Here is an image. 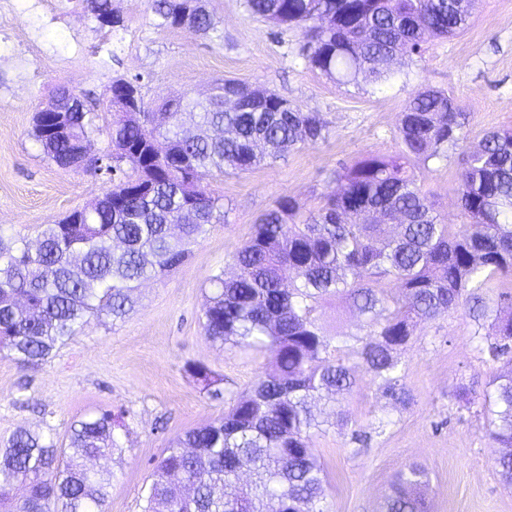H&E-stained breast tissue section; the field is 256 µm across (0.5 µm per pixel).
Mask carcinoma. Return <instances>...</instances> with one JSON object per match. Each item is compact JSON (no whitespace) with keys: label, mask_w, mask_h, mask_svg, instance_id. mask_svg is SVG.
Wrapping results in <instances>:
<instances>
[{"label":"carcinoma","mask_w":512,"mask_h":512,"mask_svg":"<svg viewBox=\"0 0 512 512\" xmlns=\"http://www.w3.org/2000/svg\"><path fill=\"white\" fill-rule=\"evenodd\" d=\"M98 28L119 27L112 0H80ZM476 3L456 0H245L247 12L301 31V55L341 84L379 83L395 66L435 39L465 30ZM156 26L215 31L209 12L191 0H151ZM84 104L71 113L73 139L32 135L57 165L67 159L93 172L116 174L112 206L82 223L69 217L41 225L31 248L0 233V351L23 368L39 366L75 336L88 318L122 320L138 284L161 277L187 257L185 245L224 220L223 204L202 185L212 171L244 172L274 162L298 145L327 138L316 112L273 91L263 103L226 111L221 100H176V111L150 106L135 117L112 113L95 123ZM465 115L447 92H416L399 115L395 156L368 157L336 172V192L315 212L282 199L232 254L237 272L209 278L202 328L230 348L268 353L273 369L233 401L224 416L174 439L155 462L143 512H323L326 475L310 448L312 432L349 415L336 406L358 370L368 372L396 402L407 399L398 352L417 326L464 309L479 352L505 360L487 383L481 406L489 436L505 449L496 458L512 485V292L486 301L512 277V128L487 134L468 151L458 201L466 224H447L417 183L415 170L463 150ZM190 124L208 134L180 135ZM136 152L133 173L94 138ZM195 219L171 232L185 207ZM398 224L395 236L386 225ZM293 274L284 283L285 273ZM339 298L365 318L368 332L330 337L317 323L320 304ZM207 396L224 399V379L202 364L187 366ZM122 415L86 416L70 427L69 443L16 430L0 446V512H107L112 456L121 450ZM22 486V495L15 493ZM425 469L402 472L382 512H429Z\"/></svg>","instance_id":"cac0c4a2"}]
</instances>
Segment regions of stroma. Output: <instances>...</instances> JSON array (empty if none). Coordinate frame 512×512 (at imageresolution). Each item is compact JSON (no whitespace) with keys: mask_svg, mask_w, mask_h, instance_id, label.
Segmentation results:
<instances>
[{"mask_svg":"<svg viewBox=\"0 0 512 512\" xmlns=\"http://www.w3.org/2000/svg\"><path fill=\"white\" fill-rule=\"evenodd\" d=\"M124 23L98 28L72 0H0V232L36 242L39 225L94 202L111 183L48 160L32 137L33 115L67 88L94 96L100 125L118 77H140L147 102L205 96L227 79L274 90L319 114L329 135L252 171L205 180L226 212L223 223L191 243L183 265L141 284L133 312L102 315L53 358L19 367L0 353V441L26 428L65 442L73 421L103 410L120 413L123 450L112 462L108 512H142L155 461L184 431L218 419L270 367V356L222 347L205 336L201 308L209 278L259 216L292 197L310 210L336 188V170L371 155L398 153L399 113L418 89L453 95L468 114L467 146L485 132L512 128V0H481L469 29L429 43L387 82L343 85L312 69L299 53V31L252 17L245 0H205L215 31L198 35L156 27L149 0H112ZM460 154L421 170L423 190L446 223H461ZM328 335H365L362 318L331 299L317 311ZM408 394L398 403L359 373L342 399L348 427L310 442L327 476L324 512H381L397 476L409 466L429 477L430 512H512L479 406L458 408L453 392L482 393L497 368L480 353L464 310L418 325L401 350ZM200 362L224 379V398H208L185 370ZM388 426L375 431L379 418Z\"/></svg>","mask_w":512,"mask_h":512,"instance_id":"35a3bbf8","label":"stroma"}]
</instances>
